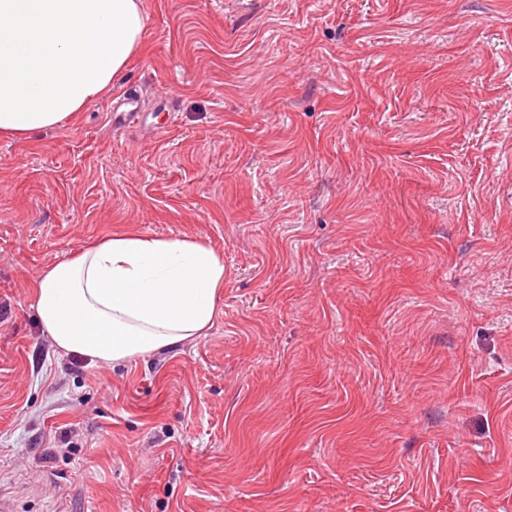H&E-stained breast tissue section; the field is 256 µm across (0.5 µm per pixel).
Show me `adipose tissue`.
<instances>
[{
	"label": "adipose tissue",
	"instance_id": "ef3b65f1",
	"mask_svg": "<svg viewBox=\"0 0 512 512\" xmlns=\"http://www.w3.org/2000/svg\"><path fill=\"white\" fill-rule=\"evenodd\" d=\"M144 36L143 0H0V137H32L98 102ZM223 286L208 242L130 231L45 268L34 308L61 353L123 365L203 335Z\"/></svg>",
	"mask_w": 512,
	"mask_h": 512
}]
</instances>
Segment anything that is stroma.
I'll list each match as a JSON object with an SVG mask.
<instances>
[{"instance_id": "obj_1", "label": "stroma", "mask_w": 512, "mask_h": 512, "mask_svg": "<svg viewBox=\"0 0 512 512\" xmlns=\"http://www.w3.org/2000/svg\"><path fill=\"white\" fill-rule=\"evenodd\" d=\"M144 5L101 100L0 138L6 508L512 512V0ZM124 231L214 246L212 328L60 354L36 278Z\"/></svg>"}]
</instances>
